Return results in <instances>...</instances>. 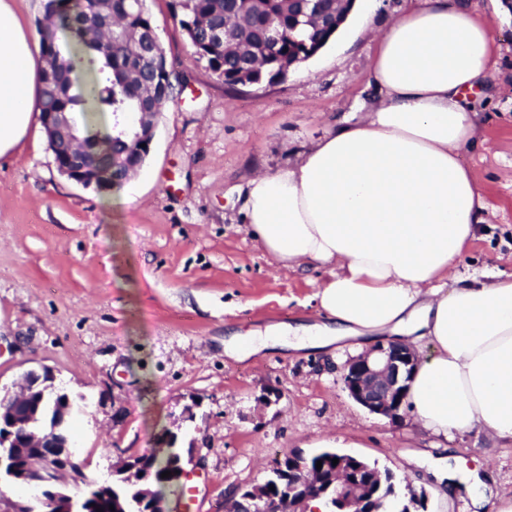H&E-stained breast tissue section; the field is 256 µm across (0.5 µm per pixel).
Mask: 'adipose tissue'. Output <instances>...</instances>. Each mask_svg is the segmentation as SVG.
I'll return each instance as SVG.
<instances>
[{"label": "adipose tissue", "instance_id": "adipose-tissue-1", "mask_svg": "<svg viewBox=\"0 0 512 512\" xmlns=\"http://www.w3.org/2000/svg\"><path fill=\"white\" fill-rule=\"evenodd\" d=\"M495 50L478 0H411L371 38L377 95L361 118L239 195L252 236L281 269L327 272L317 320L274 327L283 346L428 341L406 401L447 440L512 441V274L457 272L488 221L461 153L478 142L468 94L490 86ZM44 65L40 38L0 0V156L41 123Z\"/></svg>", "mask_w": 512, "mask_h": 512}]
</instances>
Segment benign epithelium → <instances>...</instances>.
<instances>
[{"instance_id": "benign-epithelium-1", "label": "benign epithelium", "mask_w": 512, "mask_h": 512, "mask_svg": "<svg viewBox=\"0 0 512 512\" xmlns=\"http://www.w3.org/2000/svg\"><path fill=\"white\" fill-rule=\"evenodd\" d=\"M48 136L53 143L54 164L68 178L100 191L112 190V182L104 180L105 174L97 161L88 157L90 149L78 142L76 123L71 113L64 110L44 113ZM156 126H141L138 134V155L128 165L130 170L139 168L148 156L155 137ZM419 356L400 341H389L350 360L344 367L343 383L349 395L370 412L381 415L391 423L402 420L401 410ZM38 383H26L18 395H4L0 404L10 408L15 419L0 434V472L7 474L19 485L32 492L40 505L56 509L53 492L59 476L72 471L70 462L75 450L69 447L64 427L69 422L70 408L57 418L52 430L17 434L21 424L36 421L38 409L28 402ZM354 457L338 458L334 474L319 482L308 475L306 459L293 458L294 479L286 497H268L257 484L226 504L228 512H307L314 499L325 498L332 512H385L386 498L366 495L368 477L382 478L378 469L368 467L354 470L350 467Z\"/></svg>"}]
</instances>
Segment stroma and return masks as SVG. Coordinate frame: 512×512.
Returning <instances> with one entry per match:
<instances>
[{"label": "stroma", "mask_w": 512, "mask_h": 512, "mask_svg": "<svg viewBox=\"0 0 512 512\" xmlns=\"http://www.w3.org/2000/svg\"><path fill=\"white\" fill-rule=\"evenodd\" d=\"M408 0H358L341 35L283 80L229 92L181 28L174 0H146L183 89L157 117L144 164L101 192L60 174L46 134L0 156V386L48 370L73 401L71 433L86 482L173 447L205 477L203 512L262 482L288 455L321 447L391 471L397 489L427 494V512H468L443 499L430 470L455 456L512 493V443L471 433L437 446L412 413L391 426L345 390L344 345L243 359L224 340L316 317L317 271L278 269L248 233L239 192L287 168L373 95L369 38ZM501 47L480 95L481 143L462 161L478 175L486 226L460 265L512 273V10L484 6Z\"/></svg>", "instance_id": "obj_1"}]
</instances>
